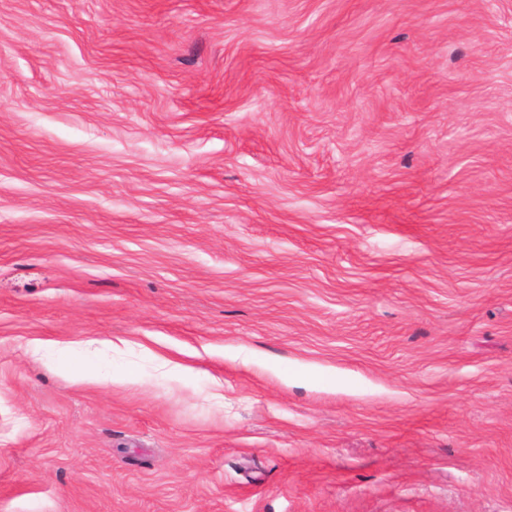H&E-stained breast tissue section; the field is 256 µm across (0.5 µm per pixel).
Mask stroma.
Segmentation results:
<instances>
[{"mask_svg":"<svg viewBox=\"0 0 512 512\" xmlns=\"http://www.w3.org/2000/svg\"><path fill=\"white\" fill-rule=\"evenodd\" d=\"M0 512H512V0H0Z\"/></svg>","mask_w":512,"mask_h":512,"instance_id":"1","label":"stroma"}]
</instances>
